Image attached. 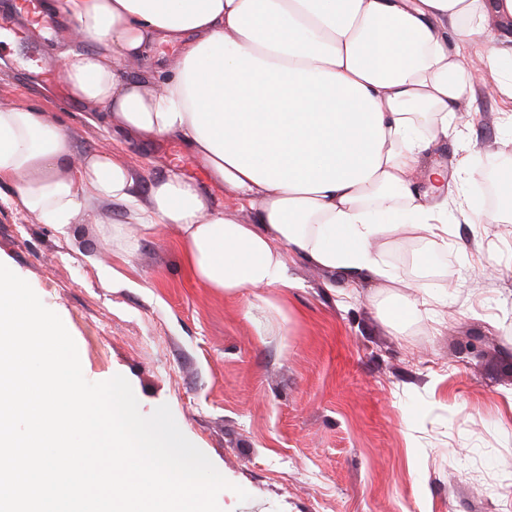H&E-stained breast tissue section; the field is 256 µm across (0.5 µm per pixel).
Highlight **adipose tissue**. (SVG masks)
<instances>
[{
    "label": "adipose tissue",
    "mask_w": 512,
    "mask_h": 512,
    "mask_svg": "<svg viewBox=\"0 0 512 512\" xmlns=\"http://www.w3.org/2000/svg\"><path fill=\"white\" fill-rule=\"evenodd\" d=\"M84 41L63 58L69 96L123 138L175 136L249 221L224 214L171 169L141 182L115 156L77 154L37 107L0 109V184L45 224L85 200L124 203L129 221L179 237L188 276L226 293L287 285L284 252L376 279L371 239L411 226L439 237L448 197L413 175L452 133L473 90L457 41L512 0H55ZM159 44L174 65H147ZM141 61L140 77L124 76Z\"/></svg>",
    "instance_id": "ef3b65f1"
}]
</instances>
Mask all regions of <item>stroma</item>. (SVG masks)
I'll use <instances>...</instances> for the list:
<instances>
[{
  "label": "stroma",
  "mask_w": 512,
  "mask_h": 512,
  "mask_svg": "<svg viewBox=\"0 0 512 512\" xmlns=\"http://www.w3.org/2000/svg\"><path fill=\"white\" fill-rule=\"evenodd\" d=\"M504 35L492 20L464 45L475 95L430 153L448 235L378 238L387 280L289 252L287 286L223 293L189 279L172 229L127 223L123 204L60 228L0 185V263L61 317L88 381L120 374L143 415L170 407L231 484L222 512H512V211L475 220L479 185L512 166V99L481 61ZM64 88L0 65V108L39 106L72 151L113 153L144 180L181 171L249 217L179 138L116 142Z\"/></svg>",
  "instance_id": "stroma-1"
}]
</instances>
